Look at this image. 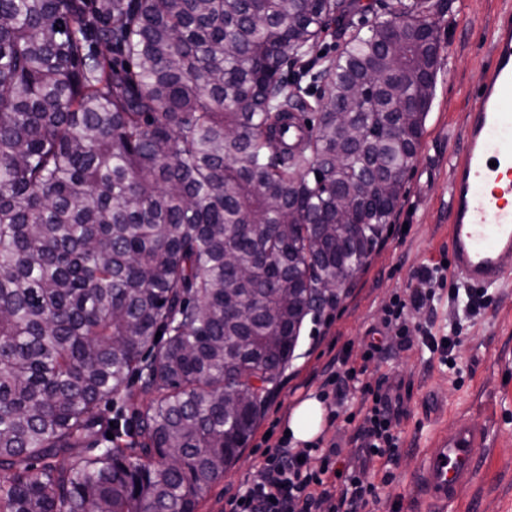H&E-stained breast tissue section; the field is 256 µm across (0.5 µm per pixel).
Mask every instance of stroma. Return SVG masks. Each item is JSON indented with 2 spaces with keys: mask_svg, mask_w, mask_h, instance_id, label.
Here are the masks:
<instances>
[{
  "mask_svg": "<svg viewBox=\"0 0 512 512\" xmlns=\"http://www.w3.org/2000/svg\"><path fill=\"white\" fill-rule=\"evenodd\" d=\"M505 13L512 14V0H451L442 18L435 95L400 203L348 292L333 307L305 318L294 354L245 449L198 512H224L225 488L240 485L258 466L267 439L281 437L298 400L317 395L326 362L340 351L360 360L372 342L382 345V353L364 361L333 426L323 430L336 439L340 464L363 469L372 484L367 512H417L418 466L437 438L462 420L486 437L487 446L474 482L443 512H512V281L489 289L490 304L464 322L453 364H442L419 337L404 343L383 327L384 310L394 297L417 287L415 269L450 258L449 161L462 149L471 93ZM377 386L402 403L398 448L388 462L366 461L358 440L364 391Z\"/></svg>",
  "mask_w": 512,
  "mask_h": 512,
  "instance_id": "stroma-1",
  "label": "stroma"
}]
</instances>
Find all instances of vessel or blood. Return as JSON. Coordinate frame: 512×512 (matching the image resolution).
<instances>
[{"mask_svg": "<svg viewBox=\"0 0 512 512\" xmlns=\"http://www.w3.org/2000/svg\"><path fill=\"white\" fill-rule=\"evenodd\" d=\"M450 254L467 283L490 287L512 272V18L500 17L475 88L464 147L451 168ZM482 435L467 423L438 440L417 472L424 503L444 504L476 476Z\"/></svg>", "mask_w": 512, "mask_h": 512, "instance_id": "1", "label": "vessel or blood"}]
</instances>
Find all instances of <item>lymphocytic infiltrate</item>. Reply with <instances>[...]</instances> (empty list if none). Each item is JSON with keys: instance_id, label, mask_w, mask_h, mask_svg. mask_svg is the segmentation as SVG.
Here are the masks:
<instances>
[{"instance_id": "obj_1", "label": "lymphocytic infiltrate", "mask_w": 512, "mask_h": 512, "mask_svg": "<svg viewBox=\"0 0 512 512\" xmlns=\"http://www.w3.org/2000/svg\"><path fill=\"white\" fill-rule=\"evenodd\" d=\"M420 286L408 297L396 298L388 309L384 326L398 335L417 333L431 352L441 360L452 359L460 346L458 327H451L449 335L436 337L430 324H408L409 311L433 309L440 300L445 282V267L425 265L415 273ZM449 302L459 305L464 314L476 312L480 303L472 289H452ZM359 369L350 361L349 354L332 358L322 370L323 382L318 397L321 401L340 405L351 383L357 382ZM393 405L388 392L376 391L367 408V425L361 432L362 446L368 457L392 459L398 438L393 432ZM310 450L320 453L322 464L312 469L301 461L300 452L290 439L280 438L267 447L262 462L236 489H225L229 512H365L372 494L371 485L364 482L359 472L337 469L340 450L336 443H310Z\"/></svg>"}]
</instances>
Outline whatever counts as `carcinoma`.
I'll use <instances>...</instances> for the list:
<instances>
[{
  "mask_svg": "<svg viewBox=\"0 0 512 512\" xmlns=\"http://www.w3.org/2000/svg\"><path fill=\"white\" fill-rule=\"evenodd\" d=\"M381 7L0 0V512H197L224 477L421 147L448 0ZM332 24L326 84L287 69Z\"/></svg>",
  "mask_w": 512,
  "mask_h": 512,
  "instance_id": "cac0c4a2",
  "label": "carcinoma"
}]
</instances>
